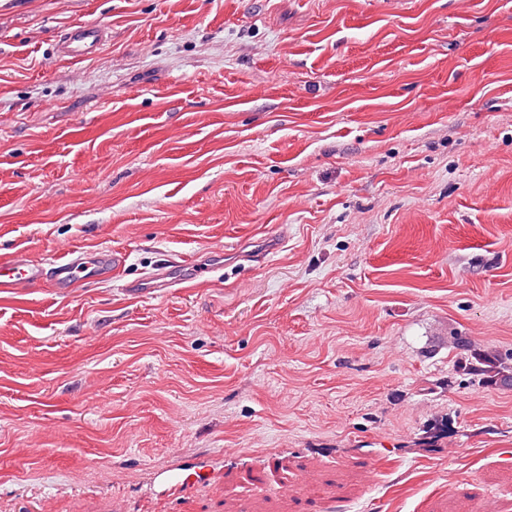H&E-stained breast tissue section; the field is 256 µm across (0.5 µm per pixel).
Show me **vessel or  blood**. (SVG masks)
Listing matches in <instances>:
<instances>
[{"label": "vessel or blood", "mask_w": 512, "mask_h": 512, "mask_svg": "<svg viewBox=\"0 0 512 512\" xmlns=\"http://www.w3.org/2000/svg\"><path fill=\"white\" fill-rule=\"evenodd\" d=\"M107 35V27L101 23L74 25L61 38L57 53L67 60L85 59L101 49ZM118 262L116 253L99 249L73 251L60 258L36 262L21 249L9 260L0 262V290L21 294L46 282L67 289L80 280L110 278Z\"/></svg>", "instance_id": "1"}]
</instances>
